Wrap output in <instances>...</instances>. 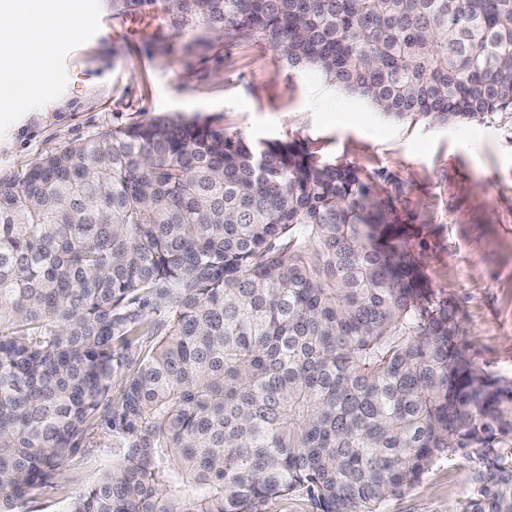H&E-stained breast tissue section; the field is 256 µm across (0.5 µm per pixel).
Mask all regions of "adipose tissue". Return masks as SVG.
<instances>
[{"instance_id": "1", "label": "adipose tissue", "mask_w": 512, "mask_h": 512, "mask_svg": "<svg viewBox=\"0 0 512 512\" xmlns=\"http://www.w3.org/2000/svg\"><path fill=\"white\" fill-rule=\"evenodd\" d=\"M65 12L63 0H0V77L42 70Z\"/></svg>"}]
</instances>
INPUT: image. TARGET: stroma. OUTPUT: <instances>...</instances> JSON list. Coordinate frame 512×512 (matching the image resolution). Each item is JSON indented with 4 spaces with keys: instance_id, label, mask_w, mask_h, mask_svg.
Returning a JSON list of instances; mask_svg holds the SVG:
<instances>
[{
    "instance_id": "35a3bbf8",
    "label": "stroma",
    "mask_w": 512,
    "mask_h": 512,
    "mask_svg": "<svg viewBox=\"0 0 512 512\" xmlns=\"http://www.w3.org/2000/svg\"><path fill=\"white\" fill-rule=\"evenodd\" d=\"M86 2L72 0L47 79L24 77L20 102L0 98V183L70 142L163 116L208 117L256 143L298 140L322 162L358 169L409 227L428 286L464 324L466 354L512 379V114L394 119L313 70L289 68L258 40L224 42L198 22L171 27L161 0L129 21L112 0H96L93 14ZM108 459L96 447L67 460V488L33 492L23 512H62ZM479 467L475 453L442 460L379 512H452Z\"/></svg>"
}]
</instances>
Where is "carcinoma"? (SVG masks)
Here are the masks:
<instances>
[{
	"label": "carcinoma",
	"instance_id": "1",
	"mask_svg": "<svg viewBox=\"0 0 512 512\" xmlns=\"http://www.w3.org/2000/svg\"><path fill=\"white\" fill-rule=\"evenodd\" d=\"M163 4L397 119L512 112V0ZM459 336L354 166L199 117L104 129L0 184V512L98 436L65 512H378L472 449L453 512H512V379ZM263 512H313L310 500L301 493H295L285 498L272 499L267 502Z\"/></svg>",
	"mask_w": 512,
	"mask_h": 512
}]
</instances>
